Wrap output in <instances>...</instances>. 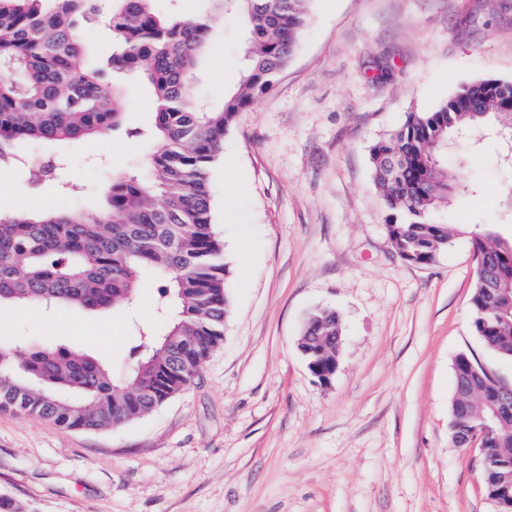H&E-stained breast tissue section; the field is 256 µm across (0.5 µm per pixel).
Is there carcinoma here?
<instances>
[{
    "label": "carcinoma",
    "instance_id": "cac0c4a2",
    "mask_svg": "<svg viewBox=\"0 0 512 512\" xmlns=\"http://www.w3.org/2000/svg\"><path fill=\"white\" fill-rule=\"evenodd\" d=\"M154 0H0V161L29 140L76 142L126 130L152 146L145 167L112 176L92 209L0 213V312L18 305L100 311L136 307L146 279L160 283L163 327L147 332L123 374L91 354L0 337V409L69 430L106 431L131 423L174 397L198 376L224 339L229 266L210 217L207 175L238 112L275 84L299 47L313 0H204L188 16L162 15ZM245 26L244 71L236 90L211 108L194 82L210 47L214 15L226 7ZM110 31L112 50L95 56L88 27ZM143 85L152 119L126 127L125 86ZM496 123L512 133V81L476 78L430 112H410L371 148L374 179L400 258L434 262L453 230L438 219L448 203L441 156L451 139ZM477 267L492 265L471 297L472 328L489 350L512 361V310L492 311L485 289H512V241L474 230ZM342 334L331 309L312 314L302 337L310 359L334 374L339 354L327 337ZM454 375L478 379L489 395L512 383L466 354ZM495 466L483 470L489 497L512 512V415L495 419L486 440Z\"/></svg>",
    "mask_w": 512,
    "mask_h": 512
}]
</instances>
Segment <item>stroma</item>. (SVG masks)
Instances as JSON below:
<instances>
[{
	"instance_id": "1",
	"label": "stroma",
	"mask_w": 512,
	"mask_h": 512,
	"mask_svg": "<svg viewBox=\"0 0 512 512\" xmlns=\"http://www.w3.org/2000/svg\"><path fill=\"white\" fill-rule=\"evenodd\" d=\"M245 36L225 14L195 85L213 106L240 80ZM481 77L512 80V0H313L297 53L210 173L230 270L222 344L184 392L111 431L0 410V495L23 512H500L479 449L451 439L448 404L458 354L512 381L470 306L474 225L512 239V139L491 126L449 150L460 188L439 218L456 233L428 265L392 249L369 159L407 113ZM54 149L64 167L42 182L0 170V212L95 208L151 147L117 131L22 153ZM157 295L149 280L131 312L16 307L0 336L82 347L122 372ZM319 308L343 328L326 382L297 346Z\"/></svg>"
}]
</instances>
